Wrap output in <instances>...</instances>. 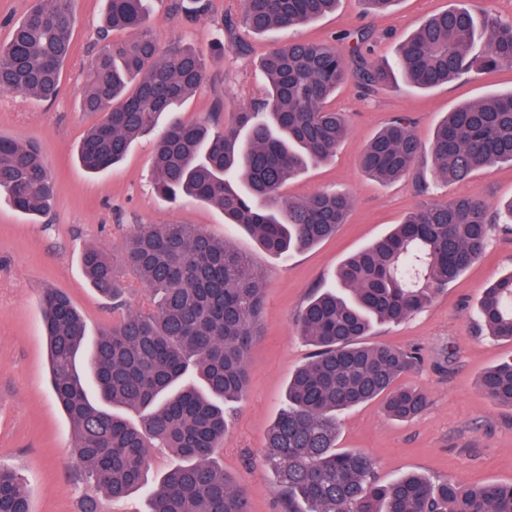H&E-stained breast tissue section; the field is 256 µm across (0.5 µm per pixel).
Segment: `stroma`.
<instances>
[{"mask_svg": "<svg viewBox=\"0 0 512 512\" xmlns=\"http://www.w3.org/2000/svg\"><path fill=\"white\" fill-rule=\"evenodd\" d=\"M243 5V0H214L211 13L189 18L173 12L169 0H152L150 24L160 43L179 40L207 54L208 79L182 107L184 120L207 122L219 111L228 121L258 96L261 56L285 40V33L258 35L241 27L235 37L245 51L212 48L227 37L224 14L240 13ZM453 6L512 21V0H397L381 15L365 14L362 0H340L335 13L317 19L300 36L322 40L365 29L372 57L391 60L422 20ZM71 8L73 52L64 63L57 97L39 102L0 92V137L39 142L56 183L49 213L36 221L0 196V465L22 478L32 512H77L83 487L69 467L73 427L50 385L42 293L54 288L68 294L87 323L89 338H97L114 317L107 300L90 287L82 253L97 248L119 257L136 224H195L229 241L266 275L263 334L248 355L247 392L231 412V427L216 458L232 483L247 488L249 512H281L263 452L267 431L286 405L288 376L311 352L295 331L299 309L315 290L335 287L336 269L345 257L387 234L412 209L460 195L481 198L493 209L512 201L510 164L437 184L428 158L420 157L416 171L433 183L430 194L421 196L412 180L386 184L364 173L359 158L365 145L399 114L408 115L416 137L429 143L446 113L512 90V68L431 91L403 88L366 95L352 83L337 90L331 105L346 113L349 129L335 158L301 173L283 193L299 198L323 190L346 192L352 199L349 218L335 237L282 259L225 224L216 207L161 200L151 177V137L136 140L125 159L105 172L91 175L79 164L77 147L95 122L81 101L105 0H72ZM511 273L512 226L497 224L484 256L438 291L422 312L398 325L374 326L371 343L417 352V366L399 382L429 397L425 409L406 421L387 417L377 400L338 413L339 447L373 456L380 481L417 472L436 482L512 483V408L493 402L479 387L486 371L512 357V340L487 335L477 324L484 289Z\"/></svg>", "mask_w": 512, "mask_h": 512, "instance_id": "obj_1", "label": "stroma"}]
</instances>
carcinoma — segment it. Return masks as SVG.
Listing matches in <instances>:
<instances>
[{"instance_id": "cac0c4a2", "label": "carcinoma", "mask_w": 512, "mask_h": 512, "mask_svg": "<svg viewBox=\"0 0 512 512\" xmlns=\"http://www.w3.org/2000/svg\"><path fill=\"white\" fill-rule=\"evenodd\" d=\"M71 0H35L0 45V90L53 98L72 50ZM338 0H244L240 17L255 33L300 28L336 10ZM190 17L212 0H171ZM131 37L112 41V33ZM369 34L336 44L289 40L261 59L264 96L218 130L177 117L205 80L207 58L192 47L159 46L148 24V0H106L82 109L98 121L80 143L89 172L118 163L132 142L169 116L155 142L157 195L209 204L224 223L244 229L267 252L286 258L334 236L347 221L349 196L319 191L289 198L283 189L312 164L326 162L347 134L345 115L329 107L336 89L355 80L364 93L385 88L433 89L465 75L512 67V22L476 20L463 7L425 20L395 64L370 62ZM428 155L436 178L461 181L479 169L512 164V91L461 105L429 144L396 115L367 143L362 171L382 183L413 174ZM0 194L19 211L47 213L55 181L41 148L0 138ZM512 223V201L495 214L480 199L458 197L409 212L392 231L346 258L338 288L315 294L299 310L298 334L313 348L288 377L287 406L269 429L264 461L276 474L286 512H512V483H433L417 474L376 481L375 461L337 448L336 413L380 399L396 420L417 415L424 392L397 385L416 353L367 344L374 323L399 324L479 260L490 227ZM84 274L111 301L117 322L84 349L87 324L69 296L46 290L42 302L54 395L75 434L79 475L114 500L144 481L151 448L178 462L149 492L148 512H248L246 491L215 460L229 407L245 394L246 359L259 336L263 274L229 242L194 224H136L120 264L101 251L82 254ZM139 286L142 306L127 307ZM480 325L512 340V273L492 283L480 302ZM483 393L512 407V360L487 371ZM139 413L130 423L122 410ZM0 512H31L16 474L0 468Z\"/></svg>"}]
</instances>
